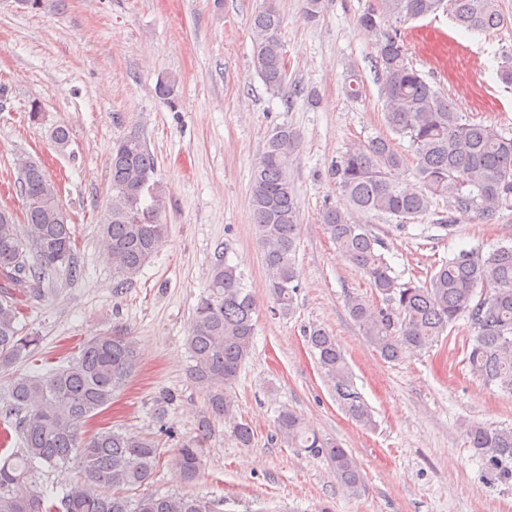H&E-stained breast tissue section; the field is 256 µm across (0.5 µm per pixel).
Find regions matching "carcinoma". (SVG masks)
Masks as SVG:
<instances>
[{
	"mask_svg": "<svg viewBox=\"0 0 512 512\" xmlns=\"http://www.w3.org/2000/svg\"><path fill=\"white\" fill-rule=\"evenodd\" d=\"M448 7L457 25L487 31L506 23L498 0H381L358 17L364 30L377 32L390 20L424 18ZM252 66L266 86L280 92L286 84V51L279 0H262L251 14ZM380 96L391 133L408 142L416 183L402 185L398 171L405 156L386 138L357 142L336 163V177L351 209H323L320 223L346 260L367 279L374 295L351 292L349 317L383 359L437 345L449 327L464 318L475 333L464 362L485 385L512 395V244L488 252L461 249L430 266L425 280L400 281L380 252V240L355 215L375 212L401 223L429 212L438 199L448 203L439 224L448 228L462 218L490 221L512 206V136L456 110L451 100L409 62L403 39L387 32L376 44ZM298 135L282 125L269 136L252 168V223L268 277L271 312H293L297 294L296 251L301 224L288 164ZM18 191L24 223L0 208V373L28 357L39 337L24 332L20 316L40 285L63 268L77 276L74 229L59 207L58 189L33 161L19 162ZM157 161L136 130L116 141L110 158L111 197L99 224L100 247L112 267L113 287L134 280L168 233L163 199L155 180ZM255 301L237 267L214 263L206 292L193 312L188 348L192 378L205 390L207 416L195 435L182 440L174 455L177 479L191 483L200 475L201 447L213 422L232 424L241 446L252 443V427L236 420L230 388L249 358L255 336ZM307 343L333 383L348 415L370 428L373 418L356 390L336 339L312 327ZM138 365L135 343L121 331L96 336L77 354L43 375L10 378L0 396L15 417L22 447L0 455V512H223L224 501L180 493L133 492L148 484L160 461L152 437L100 427L86 435L83 426L112 405ZM278 433L298 448L326 458L341 483L357 494L364 486L357 460L334 440L312 431L293 410L283 408ZM469 446L491 471L512 479V429L468 424ZM73 464L80 481L56 493L39 483L45 466Z\"/></svg>",
	"mask_w": 512,
	"mask_h": 512,
	"instance_id": "obj_1",
	"label": "carcinoma"
}]
</instances>
